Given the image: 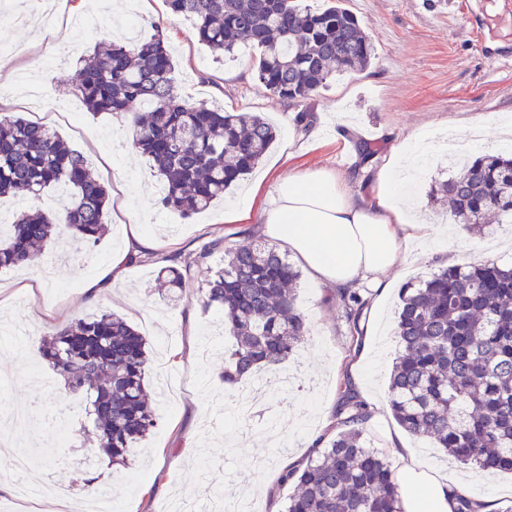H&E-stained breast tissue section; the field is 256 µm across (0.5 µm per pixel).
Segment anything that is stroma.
<instances>
[{
	"label": "stroma",
	"instance_id": "1",
	"mask_svg": "<svg viewBox=\"0 0 512 512\" xmlns=\"http://www.w3.org/2000/svg\"><path fill=\"white\" fill-rule=\"evenodd\" d=\"M71 13L94 12L101 22L95 32L66 24L64 43L39 38L38 14L51 0H39L26 13L0 8V39L23 46L24 54L0 62V101L19 99L29 119L53 116L52 126L86 160L105 183L120 181L141 220L139 231L151 240L148 261L126 269L120 282L88 301V280L112 262L113 251L128 245V225L108 212L106 236L97 244L73 242L60 229L36 264L0 269V323L13 325L0 334V348L14 350L0 358V406L29 400L42 402L28 426L0 433V512H47L35 502L23 509L15 503L18 484L38 491L60 485L87 492L89 473L80 464L88 447L91 423L85 404L66 395L63 379L30 348L34 337L49 327L63 326L105 310L138 329L150 343L147 372L156 425L131 450L128 467L103 468L95 494L119 501L122 512H168L173 504L196 506L210 479L231 482L233 489L256 488L254 512H285L290 488L281 480L283 462L304 467L314 455L310 435L333 436L335 412L343 385H350L370 407L368 432L385 457L393 450L386 433L397 432L388 405L389 378L399 344L395 310L402 285L444 268L446 256L437 252L409 258L385 294L364 287L363 319L378 317L375 334L351 337L346 312L333 286H312L301 279L298 306L309 324V337L271 376L295 377L293 388H264L261 415L230 417L224 411V387L218 375L224 366L223 345H208L220 331L222 314L205 307L203 292L224 266L217 249L198 260L201 245L214 239L267 245L254 220L228 223L227 203L240 187L228 191L214 208L183 218L162 208L160 183L148 160L138 154L123 117L90 114L69 82L79 57L103 40L119 38L111 25L113 0H67ZM144 22L136 35L144 39L163 31L171 40L182 92L191 100L228 111L255 112L273 123L278 136L259 164L270 177L308 168H326L345 176L347 189L359 199L371 196L372 173L386 161L391 148L410 134L427 130L470 140L474 117L512 113V38L497 30L480 43L465 15L477 14L481 0H345L376 46L372 65L359 74L330 78L325 88L300 101L274 97L254 76L255 53L240 47L234 55L216 57L189 37L191 23L174 15L165 0H148ZM310 111L321 131L292 138L288 116ZM350 113L352 126H335L326 117L333 111ZM365 142L377 151L370 165L355 160L349 143ZM458 156L444 150L424 160L412 191L423 218L448 227L453 219L444 207L430 203L432 183L454 176ZM165 266L190 268L191 277L179 301L168 300L157 288ZM29 453L33 462L25 473L13 468L14 457Z\"/></svg>",
	"mask_w": 512,
	"mask_h": 512
}]
</instances>
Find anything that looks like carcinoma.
<instances>
[{
    "instance_id": "1",
    "label": "carcinoma",
    "mask_w": 512,
    "mask_h": 512,
    "mask_svg": "<svg viewBox=\"0 0 512 512\" xmlns=\"http://www.w3.org/2000/svg\"><path fill=\"white\" fill-rule=\"evenodd\" d=\"M189 18L191 35L217 56L245 43L257 51L255 77L273 96L301 101L335 75L359 73L375 47L343 0L324 8L296 0H165ZM75 89L91 114L128 119L135 149L163 183L161 204L189 217L208 210L262 159L274 128L252 112H225L179 92L166 38L121 40L80 61ZM65 189L60 214L19 212L0 230V268L37 258L65 225L87 243L101 240L108 187L83 154L53 129L0 115V197L38 198ZM455 221L482 230L495 214L512 222V158L482 155L436 183ZM190 271L163 268V286L178 294ZM301 272L275 248L224 246V268L208 283L204 304L224 311L232 339L221 380L233 386L286 360L309 325L298 308ZM351 331L358 332L359 293L339 292ZM389 405L410 434L433 440L455 462L489 474L512 473V268L494 263L441 269L403 288ZM39 353L66 389L92 407L93 443L130 465L132 444L155 426L147 402L148 343L110 312L53 327ZM371 413L351 387L336 408V435L317 441L315 459L288 470L286 512H404L407 491L388 462L367 444Z\"/></svg>"
}]
</instances>
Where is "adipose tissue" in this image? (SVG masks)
Wrapping results in <instances>:
<instances>
[{"mask_svg": "<svg viewBox=\"0 0 512 512\" xmlns=\"http://www.w3.org/2000/svg\"><path fill=\"white\" fill-rule=\"evenodd\" d=\"M410 143L394 147L387 164L376 172L374 192L366 201L355 198L342 177L328 169L277 178L259 215L263 235L287 246L315 286L345 287L368 278L374 287H382L408 254L435 245L456 260L469 248L465 238L418 221L413 198L400 187L399 175L415 166ZM396 458L409 487L425 495L421 503L405 498L406 512H452L449 496L462 487V479L449 484L438 480L433 467L410 448Z\"/></svg>", "mask_w": 512, "mask_h": 512, "instance_id": "ef3b65f1", "label": "adipose tissue"}]
</instances>
